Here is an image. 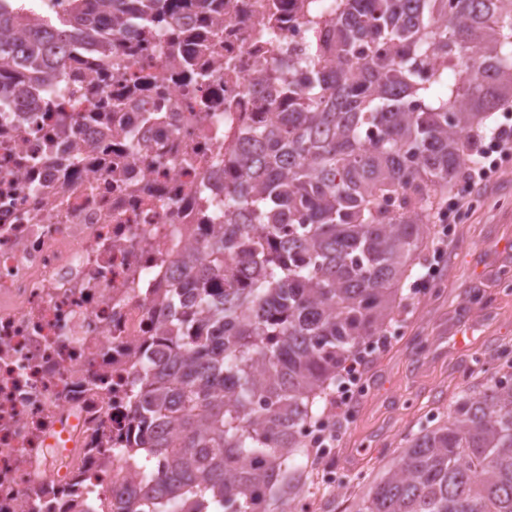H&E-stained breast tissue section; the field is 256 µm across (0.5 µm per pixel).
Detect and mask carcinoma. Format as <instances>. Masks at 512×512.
I'll return each mask as SVG.
<instances>
[{"label":"carcinoma","instance_id":"carcinoma-1","mask_svg":"<svg viewBox=\"0 0 512 512\" xmlns=\"http://www.w3.org/2000/svg\"><path fill=\"white\" fill-rule=\"evenodd\" d=\"M224 0H67L57 18L0 0V110L107 51L88 112L129 83L112 56L209 27ZM138 19L131 40L124 19ZM432 60L436 68L427 67ZM271 105L224 196L240 222L177 261L174 313L143 353L127 448L142 470L107 512H271L306 484L295 429L407 305L402 287L494 114L512 103V0H347ZM349 512H512V373L475 375L452 414L411 435Z\"/></svg>","mask_w":512,"mask_h":512}]
</instances>
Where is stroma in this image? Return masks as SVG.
Here are the masks:
<instances>
[{"mask_svg": "<svg viewBox=\"0 0 512 512\" xmlns=\"http://www.w3.org/2000/svg\"><path fill=\"white\" fill-rule=\"evenodd\" d=\"M468 209L443 256L425 252L404 291L402 334H387L363 359L365 392L343 407L345 430L330 467L373 480L430 415L450 413L479 357L512 347V293L499 277L512 270V174L497 169ZM438 286L423 299L419 283Z\"/></svg>", "mask_w": 512, "mask_h": 512, "instance_id": "1", "label": "stroma"}]
</instances>
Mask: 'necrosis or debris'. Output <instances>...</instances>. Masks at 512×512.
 I'll return each instance as SVG.
<instances>
[{
  "label": "necrosis or debris",
  "mask_w": 512,
  "mask_h": 512,
  "mask_svg": "<svg viewBox=\"0 0 512 512\" xmlns=\"http://www.w3.org/2000/svg\"><path fill=\"white\" fill-rule=\"evenodd\" d=\"M339 0H224L221 57L166 67L170 38L124 58L151 89L103 128L49 137L47 112L0 113V512H101L137 467L130 393L176 260L199 253L274 67L340 17ZM208 100L209 109L198 106Z\"/></svg>",
  "instance_id": "1"
}]
</instances>
